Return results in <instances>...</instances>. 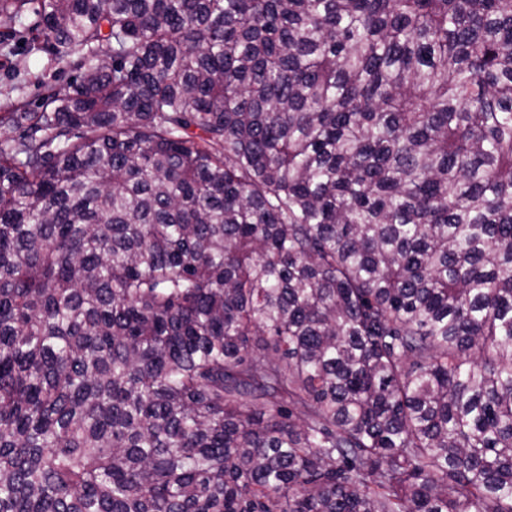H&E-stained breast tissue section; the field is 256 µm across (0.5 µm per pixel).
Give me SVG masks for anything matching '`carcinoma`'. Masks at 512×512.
<instances>
[{
	"instance_id": "cac0c4a2",
	"label": "carcinoma",
	"mask_w": 512,
	"mask_h": 512,
	"mask_svg": "<svg viewBox=\"0 0 512 512\" xmlns=\"http://www.w3.org/2000/svg\"><path fill=\"white\" fill-rule=\"evenodd\" d=\"M0 512H512V0H0ZM27 23L26 18L11 25L0 22V115L38 111L45 94L64 91L77 74L72 65L35 49L38 41Z\"/></svg>"
}]
</instances>
